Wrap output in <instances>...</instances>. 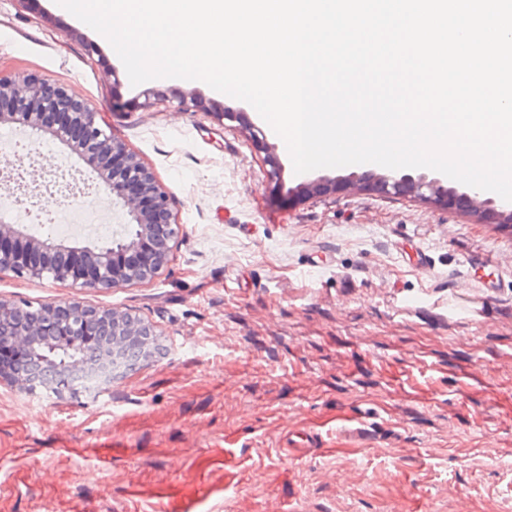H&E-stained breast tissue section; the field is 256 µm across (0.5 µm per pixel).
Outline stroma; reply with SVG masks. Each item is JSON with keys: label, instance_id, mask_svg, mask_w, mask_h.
Listing matches in <instances>:
<instances>
[{"label": "stroma", "instance_id": "obj_1", "mask_svg": "<svg viewBox=\"0 0 512 512\" xmlns=\"http://www.w3.org/2000/svg\"><path fill=\"white\" fill-rule=\"evenodd\" d=\"M90 101L156 175L183 231L152 280L104 291L0 274V298L152 323L164 358L94 399L0 384V512H501L512 504V241L451 203L384 193L360 164L295 174L253 107L200 81L131 86L55 0H0V74ZM161 95L144 107L147 95ZM177 96L198 98L176 110ZM264 142H256L252 127ZM42 165L97 174L50 135ZM284 166L281 188L267 172ZM339 184L296 197L318 177ZM430 260L416 263L417 249ZM479 251L493 259L477 271ZM499 278L487 317L481 281ZM366 419L361 446L284 457V430Z\"/></svg>", "mask_w": 512, "mask_h": 512}]
</instances>
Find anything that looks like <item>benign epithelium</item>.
<instances>
[{
	"instance_id": "1",
	"label": "benign epithelium",
	"mask_w": 512,
	"mask_h": 512,
	"mask_svg": "<svg viewBox=\"0 0 512 512\" xmlns=\"http://www.w3.org/2000/svg\"><path fill=\"white\" fill-rule=\"evenodd\" d=\"M97 108L67 87L33 74L0 75V121L18 123L33 131H50L51 136L93 167L99 186L112 202L125 211L133 235L115 250L110 244L95 248H69L51 235L22 234L5 221L10 209L0 205V272L10 271L30 282L46 279L68 282L77 288L108 290L154 278L167 264L170 243L182 231L170 205L165 187L154 173L115 134L103 129ZM382 188L398 191L408 185L424 190L439 200L452 198L465 203L466 194L453 196L440 180L421 174L393 182L380 181ZM19 304L0 299V358L13 352H37L44 337H55L60 347L90 353L103 337L114 352L139 344L147 347L153 327L108 309H95L77 301H61L41 307L39 317L28 323L16 320ZM0 382L29 390L23 371L0 372Z\"/></svg>"
}]
</instances>
